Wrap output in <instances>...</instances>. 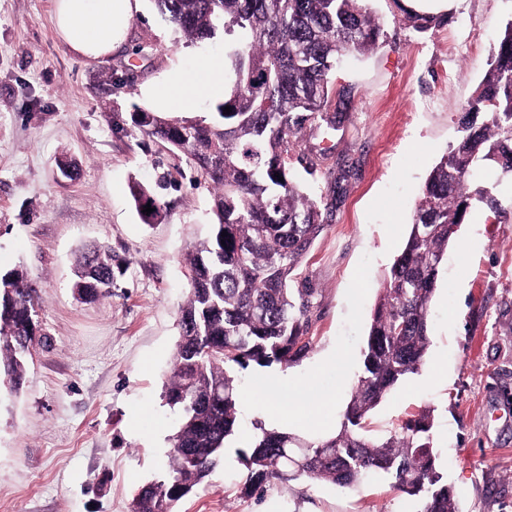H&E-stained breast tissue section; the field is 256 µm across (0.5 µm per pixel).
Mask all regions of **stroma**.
I'll return each instance as SVG.
<instances>
[{
    "instance_id": "stroma-1",
    "label": "stroma",
    "mask_w": 512,
    "mask_h": 512,
    "mask_svg": "<svg viewBox=\"0 0 512 512\" xmlns=\"http://www.w3.org/2000/svg\"><path fill=\"white\" fill-rule=\"evenodd\" d=\"M55 0H0V274L24 268L42 302L41 343L19 391L0 388V512H130L138 489L163 479L178 413L162 393L189 289L186 254L210 229L212 189L186 157L134 122L142 86L224 59V38L188 43L151 0L125 42L86 60L58 37ZM377 48L332 77L336 127L307 138L327 148L307 183L324 228L289 286L302 289L310 344L288 367L235 368L242 435L265 428L305 438L336 432L362 368L378 289L400 249L424 181L458 135L462 106L482 80L512 0H446L419 26L406 0H372ZM74 160L75 179L58 163ZM144 188L160 215L145 223ZM118 268L109 298L76 299L73 269L89 244ZM425 365L366 420L388 435L432 411L438 470L459 512H512V218L471 209L457 226L430 303ZM327 399L320 423L262 419L252 406L280 369ZM246 471L227 452L175 512H422L381 473L341 487L302 478L244 494Z\"/></svg>"
}]
</instances>
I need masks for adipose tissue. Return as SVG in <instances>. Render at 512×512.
Wrapping results in <instances>:
<instances>
[{"mask_svg":"<svg viewBox=\"0 0 512 512\" xmlns=\"http://www.w3.org/2000/svg\"><path fill=\"white\" fill-rule=\"evenodd\" d=\"M139 4L140 0H55V29L73 53L96 60L110 54L123 39ZM221 71L218 61L206 63L189 79L174 71L145 87L142 95L157 109L187 110L197 96H223Z\"/></svg>","mask_w":512,"mask_h":512,"instance_id":"1","label":"adipose tissue"}]
</instances>
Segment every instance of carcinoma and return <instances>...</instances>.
Segmentation results:
<instances>
[{
  "label": "carcinoma",
  "instance_id": "cac0c4a2",
  "mask_svg": "<svg viewBox=\"0 0 512 512\" xmlns=\"http://www.w3.org/2000/svg\"><path fill=\"white\" fill-rule=\"evenodd\" d=\"M153 2L191 42L224 32L228 85L211 122L135 113L138 127L182 152L218 191L208 236L187 252L190 288L164 389L167 404L179 411L169 472L139 490L132 512H173L224 457L241 424L233 366H286L306 351L303 294L288 288V280L323 224L318 196L294 180L293 162L304 158L293 152L323 117L337 65L373 49L382 34L369 0ZM459 126L425 181L407 237L383 279L363 370L339 432L303 441L256 425L258 433L238 450L248 470L245 492L300 478L351 486L381 471L392 489L422 498L423 512H458L436 468L430 412L383 440L366 439L363 429L369 413L424 363L429 304L448 258V225L463 223L474 201L487 216L512 213L501 180L483 179L488 166L512 170V20ZM74 276L79 299L111 296L112 250L84 248ZM37 308L27 271L0 276V367L15 391L30 350L40 343Z\"/></svg>",
  "mask_w": 512,
  "mask_h": 512
}]
</instances>
